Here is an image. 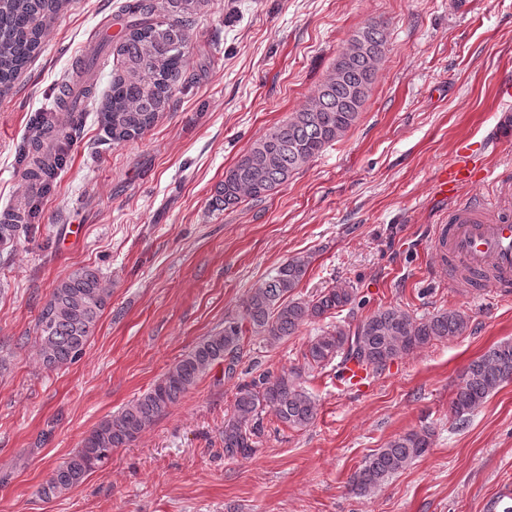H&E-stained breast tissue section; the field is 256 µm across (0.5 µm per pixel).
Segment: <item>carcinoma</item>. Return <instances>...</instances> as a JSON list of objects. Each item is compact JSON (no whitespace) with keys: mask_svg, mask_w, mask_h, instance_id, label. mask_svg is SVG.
I'll list each match as a JSON object with an SVG mask.
<instances>
[{"mask_svg":"<svg viewBox=\"0 0 512 512\" xmlns=\"http://www.w3.org/2000/svg\"><path fill=\"white\" fill-rule=\"evenodd\" d=\"M62 0H0V95L40 52L47 22ZM204 0H135L126 5L124 34L114 47L117 69L101 112L112 141L139 138L169 106L189 54L188 32ZM370 44L367 54H355L343 81L329 76L315 95L286 121L269 128L224 172L211 198L217 211L246 200L266 197L319 156L358 122L366 96L354 98L349 88L371 89L386 54L384 26L360 29ZM32 224H0V243L29 232ZM311 265V257L296 256L278 266L243 302L239 320L204 337L146 392L121 411L100 421L83 438L81 448L51 473L41 489L45 497L80 485L112 458V450L130 445L159 417L178 404L213 366L225 365L224 377L237 374L249 324L253 333L276 345L313 320L329 318L355 301L346 281L305 299L294 296ZM111 293L99 271L82 268L58 282L41 310L36 329L38 356L54 368L77 360L93 335ZM469 318L443 309L418 316L398 306L381 307L356 326L336 323L321 330L303 358L309 369H323L335 359L357 362L377 373L387 364L421 350L434 341L463 335ZM302 368L276 375L263 371L237 385L231 414L224 419L222 440L227 460L251 457L261 443L264 416L281 425L302 429L314 422L317 407L298 384ZM512 378V343L491 348L471 362L454 390L450 412L464 421L499 385ZM432 430L423 426L389 442L349 477L350 491L367 497L391 477L423 456L432 444Z\"/></svg>","mask_w":512,"mask_h":512,"instance_id":"cac0c4a2","label":"carcinoma"}]
</instances>
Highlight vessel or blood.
<instances>
[{"instance_id": "obj_1", "label": "vessel or blood", "mask_w": 512, "mask_h": 512, "mask_svg": "<svg viewBox=\"0 0 512 512\" xmlns=\"http://www.w3.org/2000/svg\"><path fill=\"white\" fill-rule=\"evenodd\" d=\"M468 153H458L436 177V192L449 203L447 223L437 225L434 245L469 272L487 273V284L512 295V200L472 199L462 191L476 179Z\"/></svg>"}]
</instances>
